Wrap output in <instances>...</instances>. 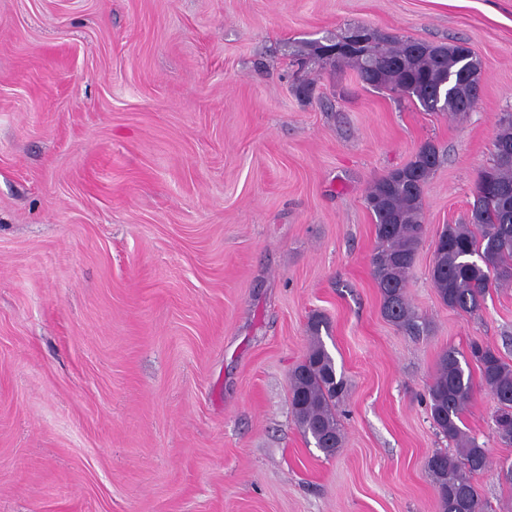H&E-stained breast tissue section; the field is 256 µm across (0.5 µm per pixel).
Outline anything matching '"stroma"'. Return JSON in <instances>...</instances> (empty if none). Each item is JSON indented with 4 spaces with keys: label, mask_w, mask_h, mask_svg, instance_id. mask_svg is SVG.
<instances>
[{
    "label": "stroma",
    "mask_w": 512,
    "mask_h": 512,
    "mask_svg": "<svg viewBox=\"0 0 512 512\" xmlns=\"http://www.w3.org/2000/svg\"><path fill=\"white\" fill-rule=\"evenodd\" d=\"M363 24L466 43L477 108L294 71ZM508 114L512 0H0V512H438L426 388L474 340L512 364V286L449 309L434 244ZM428 142L416 339L382 314L365 197ZM316 338L346 382L331 457L291 405ZM495 409L474 384L464 429L512 512Z\"/></svg>",
    "instance_id": "1"
}]
</instances>
